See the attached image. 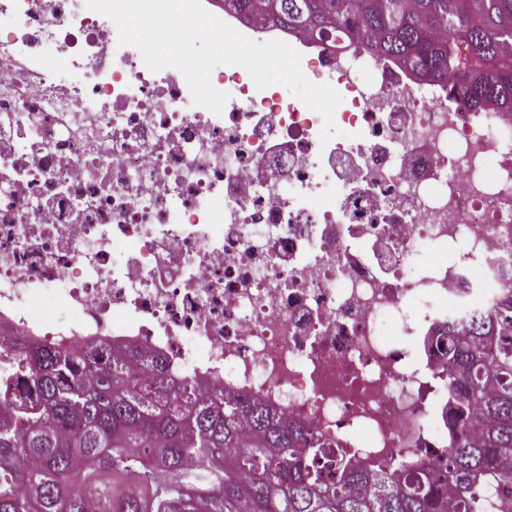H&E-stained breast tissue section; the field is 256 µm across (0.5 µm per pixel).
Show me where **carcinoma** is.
<instances>
[{
	"label": "carcinoma",
	"mask_w": 512,
	"mask_h": 512,
	"mask_svg": "<svg viewBox=\"0 0 512 512\" xmlns=\"http://www.w3.org/2000/svg\"><path fill=\"white\" fill-rule=\"evenodd\" d=\"M320 40L395 59L474 106L512 109V0H232ZM448 327L457 415L442 474H369L330 443L240 396L187 379L130 382L71 348L4 347L18 380L0 408V512H484L483 489L512 479V317ZM452 498L439 493L442 478Z\"/></svg>",
	"instance_id": "1"
}]
</instances>
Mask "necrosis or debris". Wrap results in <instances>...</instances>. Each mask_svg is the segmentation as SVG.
I'll return each mask as SVG.
<instances>
[{
  "instance_id": "obj_1",
  "label": "necrosis or debris",
  "mask_w": 512,
  "mask_h": 512,
  "mask_svg": "<svg viewBox=\"0 0 512 512\" xmlns=\"http://www.w3.org/2000/svg\"><path fill=\"white\" fill-rule=\"evenodd\" d=\"M0 347L241 395L368 471L446 461L439 339L512 311V111L233 13L335 85L338 130L220 65L221 113L86 0H0Z\"/></svg>"
}]
</instances>
